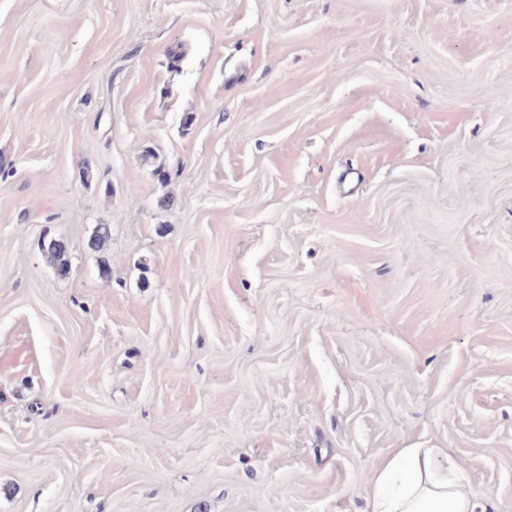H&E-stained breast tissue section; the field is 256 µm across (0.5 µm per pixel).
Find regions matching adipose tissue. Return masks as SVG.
Instances as JSON below:
<instances>
[{
	"mask_svg": "<svg viewBox=\"0 0 512 512\" xmlns=\"http://www.w3.org/2000/svg\"><path fill=\"white\" fill-rule=\"evenodd\" d=\"M366 512H486L445 448H401L371 475Z\"/></svg>",
	"mask_w": 512,
	"mask_h": 512,
	"instance_id": "obj_1",
	"label": "adipose tissue"
}]
</instances>
